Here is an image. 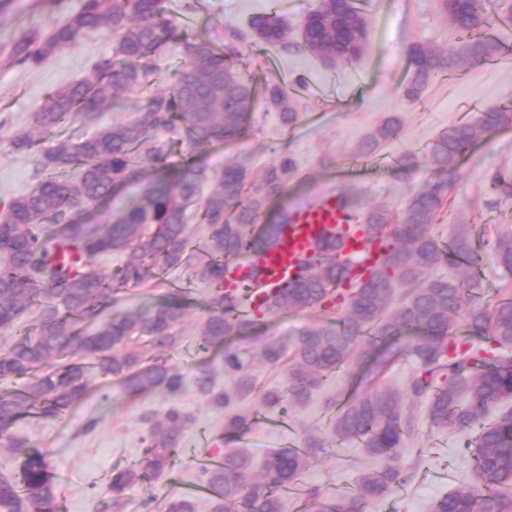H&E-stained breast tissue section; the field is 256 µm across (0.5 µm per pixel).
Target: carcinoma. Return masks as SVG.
<instances>
[{"mask_svg": "<svg viewBox=\"0 0 512 512\" xmlns=\"http://www.w3.org/2000/svg\"><path fill=\"white\" fill-rule=\"evenodd\" d=\"M440 8L460 33V41L450 53L423 41L409 44L412 78L404 94L411 100L421 97L433 77L458 74L509 51L492 31L512 26V6L501 10L486 0H441ZM249 26L264 43L288 49V26L278 16L257 14ZM95 31L114 36L112 55L94 65L95 79L53 90L36 112L34 126L16 131L11 139L17 150L38 149L45 169L73 166L75 173L47 177L11 198L0 218V328L13 327L28 309L36 308L33 332L0 346V380L24 379L17 389L0 392V441L21 460L18 474L0 473V512H61L49 453L31 448L12 430L29 415L62 416L89 392V371L119 379L133 399L157 387L171 396L186 390L182 373L158 361L147 362L140 349L142 342L158 351L180 348L179 331L188 308L185 296L175 293L131 313L112 316L109 310L119 287L143 280L149 267L168 272L192 263L195 250L186 229L190 206L209 232L200 275L211 288L197 331L198 346L222 356L224 373L233 378L230 389L219 391L201 373L192 379V388L216 404L259 397L278 405L280 392L257 383L228 343L260 331L267 316L324 304L336 288L356 280L354 291L343 298V330L309 325L293 338L291 347L270 344L262 352L269 364L285 365L289 394L298 402L309 399L336 372H349L351 391L333 420L332 434L361 439L368 455L386 462L383 469L362 474L352 493L323 512H365L399 483V470L391 461L411 431V414L401 393L374 384L403 352L394 346L403 330L419 333L411 348L424 372L410 380L408 391L415 399H428L435 426L466 431L481 422L490 407L512 399V360L495 355L512 347V298L491 309L478 303L475 287L482 254L470 225H452L446 241L432 234V224L454 189L444 174L457 168L482 135L511 123V108L490 112L479 122L449 126L428 155L434 178L423 189L411 193L398 212L379 207L358 216L356 233L367 247L378 249L373 264L346 253L349 233L329 236L314 246L304 259L303 272L287 288L260 300L252 286L258 273L249 281H229L226 274L229 265L250 254L260 256L277 240L288 213L266 224L259 220L287 190L296 163L281 156L256 184L248 169L237 163L213 172L199 151L239 136L259 97L277 112L282 126L296 124L290 94L277 82L259 90L241 78L233 71L235 54L190 36L163 15L160 0H83L81 8L52 31L21 32L0 52V64L37 68ZM367 40L363 4L320 0L303 22L295 47L323 62L329 57L352 61ZM169 42L179 44L186 59L170 94L151 97L129 122L110 123L76 141L59 140L52 148H39L78 121L97 123L99 107L119 93L141 89L154 71L156 52ZM400 130L398 118H387L358 144L354 156L375 155L398 138ZM170 145L185 149L182 162L170 169L164 164L163 174L149 176L148 166L163 160ZM146 175L140 198L112 223L78 220L92 216L132 178ZM487 189L497 201L512 199V170L494 169ZM494 251L499 264L512 270L511 231L497 236ZM112 253L124 260L107 275L98 259ZM439 263L451 266L454 275L424 276ZM397 287L403 293L396 305ZM458 317L489 345L470 346L458 336ZM365 342L379 346L377 357L367 362ZM148 421L144 460L113 466L104 484L115 507L125 503L131 487L174 466L189 426V417L176 406ZM252 424L245 413L225 416V438H238ZM467 447L473 448L474 483L437 499L432 512H512V409L482 425ZM223 459L220 467L202 470V482L211 490V512H235L242 506L247 512H283L286 490L309 465L305 451L285 448L269 455L263 475L254 478L250 456L227 450ZM163 501L165 512L197 509L186 495H165Z\"/></svg>", "mask_w": 512, "mask_h": 512, "instance_id": "carcinoma-1", "label": "carcinoma"}]
</instances>
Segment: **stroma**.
<instances>
[{"instance_id":"obj_1","label":"stroma","mask_w":512,"mask_h":512,"mask_svg":"<svg viewBox=\"0 0 512 512\" xmlns=\"http://www.w3.org/2000/svg\"><path fill=\"white\" fill-rule=\"evenodd\" d=\"M316 0H203L195 13H188L186 0H161L166 17L182 21L188 32L215 46H230L237 53V71L257 85L275 81L284 85L300 114L298 123L282 127L276 112L257 102L254 119L246 132L233 140L203 149L211 169L219 171L229 162L244 164L259 174L276 162L278 154L290 155L298 173L286 192L272 205V212L294 210L313 201L320 192L345 193L361 209L400 208L406 195L422 188L432 171L426 156L439 136L460 121L475 122L505 107H512V66L476 64L459 77H435L422 97L408 100L402 86L410 77L406 49L424 41L452 51L458 36L438 6V0H368L369 40L360 57L336 67L324 65L310 53L284 50L256 41L248 26L259 12H275L288 26L289 41H299V29ZM81 6V0H65L56 9L46 0H0V46L12 43L21 31L48 32ZM112 52V36L95 32L51 56L33 70L0 67V201L24 193L46 177L36 152L17 151L11 145L15 131L31 127L47 95L56 88L92 79L93 63ZM184 56L178 44H167L156 57L149 89L141 94L123 93L103 108L100 124L124 122L155 93H169ZM398 117L399 138L383 146L376 158L351 160L356 145L384 119ZM413 152L419 157L410 172L395 170V157ZM499 166L512 167V124L480 140L448 177L455 183L453 201L435 226L440 240H447L453 224L467 222L474 238L488 242L484 251L479 289L484 304L512 294V271L500 267L490 247L498 233L512 231V199L491 202L486 188L489 173ZM187 283L192 303L182 324L183 342L174 352L159 353V360L193 378L207 373L224 389L232 380L224 373L221 357L200 353L196 327L203 319L208 281L194 269L179 268L161 278H145L124 285L112 311L132 312L162 301L173 284ZM342 303L326 309L288 312L267 318L258 336L231 343L245 360L247 371L258 383L284 387L283 369L259 358L270 342L291 341L299 330L312 324L341 329ZM349 376L339 371L299 405L285 400L277 407L260 399L240 402L235 410L255 416L251 429L231 442L232 450L262 463L272 452L303 444L307 434L325 438L323 447L312 449L311 463L300 478L304 489L318 492L324 500L336 501L355 487L358 476L378 468L360 439L329 438V400L345 396ZM172 406L188 414L180 463L150 483L134 487L123 508H113L102 484L114 464L131 465L143 459L146 413L157 415ZM413 428L395 461L403 481L391 495L372 503L368 512H431L435 500L473 480V456L466 441L475 439L479 426L461 432L434 426L426 401L411 403ZM224 408L214 406L186 389L170 396L164 389L129 398L120 381L93 376L92 390L64 417H27L14 429L30 445L49 452L63 512H161L160 496L185 493L199 482L198 458L211 455L224 438Z\"/></svg>"}]
</instances>
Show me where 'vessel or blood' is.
<instances>
[{"instance_id": "obj_1", "label": "vessel or blood", "mask_w": 512, "mask_h": 512, "mask_svg": "<svg viewBox=\"0 0 512 512\" xmlns=\"http://www.w3.org/2000/svg\"><path fill=\"white\" fill-rule=\"evenodd\" d=\"M351 221L350 212L333 193L325 194L315 204L291 213L276 244L258 258L267 289L286 286L314 244Z\"/></svg>"}]
</instances>
